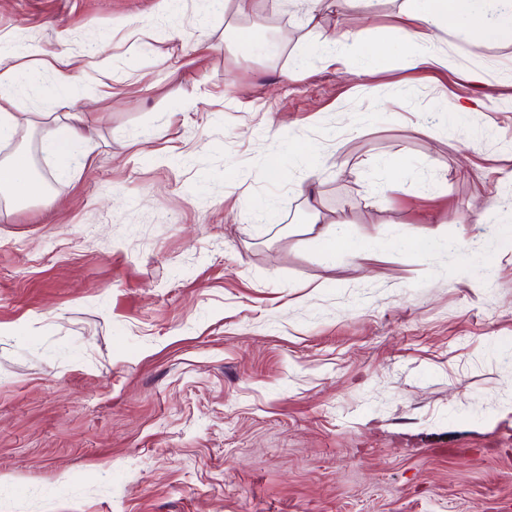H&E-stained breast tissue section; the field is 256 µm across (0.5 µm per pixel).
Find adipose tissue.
Returning <instances> with one entry per match:
<instances>
[{
  "mask_svg": "<svg viewBox=\"0 0 512 512\" xmlns=\"http://www.w3.org/2000/svg\"><path fill=\"white\" fill-rule=\"evenodd\" d=\"M479 0H407V6L398 18L395 31L403 52L401 65L406 69L441 67L445 61L431 47V34L459 24H468L473 32V46L479 47L491 40L512 41V6L501 12L495 21H487L478 9ZM317 35L323 47L347 55H363L377 67H388L392 55L387 47L365 45L360 41L361 30L343 27L318 28ZM55 64L61 85H71L79 63L73 56L60 52L51 61L21 62L0 65V142L12 141L18 134L19 124L9 109L12 93L19 84H38L44 68ZM88 137L82 127L64 123L47 131L42 145L59 162L61 170L69 163L79 145L87 144ZM32 160L28 152L16 151L0 158V200L5 205L17 204L31 183Z\"/></svg>",
  "mask_w": 512,
  "mask_h": 512,
  "instance_id": "1",
  "label": "adipose tissue"
}]
</instances>
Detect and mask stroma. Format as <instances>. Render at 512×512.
I'll return each mask as SVG.
<instances>
[{
  "instance_id": "1",
  "label": "stroma",
  "mask_w": 512,
  "mask_h": 512,
  "mask_svg": "<svg viewBox=\"0 0 512 512\" xmlns=\"http://www.w3.org/2000/svg\"><path fill=\"white\" fill-rule=\"evenodd\" d=\"M432 48L343 80L294 0H0L1 60L84 63L0 144L48 175L0 216V512H512V42ZM89 137L82 127L64 123L49 129L42 139V145L47 152L52 154L59 162L60 172L64 174L71 158L80 144L85 146V158L90 153ZM318 225L317 218L311 224H306L305 234L312 235L321 246L324 256L335 254L336 250L348 247L347 233L343 224H328L325 227Z\"/></svg>"
}]
</instances>
